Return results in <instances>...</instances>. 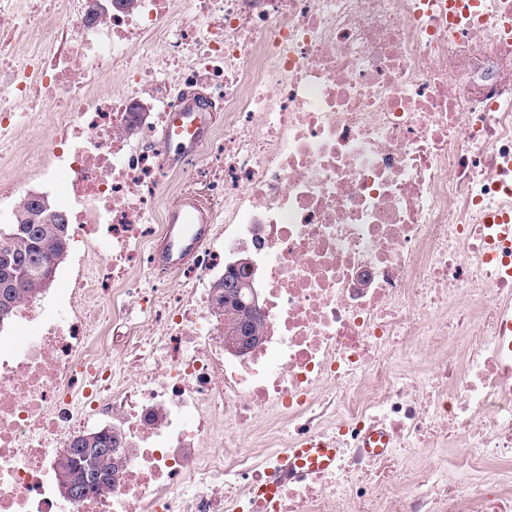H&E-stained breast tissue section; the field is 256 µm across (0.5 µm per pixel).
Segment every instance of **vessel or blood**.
Listing matches in <instances>:
<instances>
[{
    "mask_svg": "<svg viewBox=\"0 0 512 512\" xmlns=\"http://www.w3.org/2000/svg\"><path fill=\"white\" fill-rule=\"evenodd\" d=\"M212 108L206 100L183 103L167 114L166 124L158 140L163 165L175 168L194 156L212 131ZM486 223L496 225L495 236L484 244L487 257H494L502 243L512 242V223H500L498 216L490 214ZM211 226L196 196H180L168 209L164 233L152 252V265L158 273L179 267L195 257L207 244ZM337 449L324 442L304 443L297 451L312 465L326 468L336 461Z\"/></svg>",
    "mask_w": 512,
    "mask_h": 512,
    "instance_id": "obj_1",
    "label": "vessel or blood"
}]
</instances>
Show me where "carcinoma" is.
<instances>
[{"label": "carcinoma", "instance_id": "carcinoma-1", "mask_svg": "<svg viewBox=\"0 0 512 512\" xmlns=\"http://www.w3.org/2000/svg\"><path fill=\"white\" fill-rule=\"evenodd\" d=\"M59 208L45 199L24 198L12 222L0 224V321L22 301L35 298L53 281L56 265L70 244L69 224L59 221ZM122 439L106 428L90 440L73 441L74 450L58 460L60 473L72 476L84 498L107 487L122 463ZM96 448H110L98 454Z\"/></svg>", "mask_w": 512, "mask_h": 512}]
</instances>
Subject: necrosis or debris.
Instances as JSON below:
<instances>
[{
    "instance_id": "1",
    "label": "necrosis or debris",
    "mask_w": 512,
    "mask_h": 512,
    "mask_svg": "<svg viewBox=\"0 0 512 512\" xmlns=\"http://www.w3.org/2000/svg\"><path fill=\"white\" fill-rule=\"evenodd\" d=\"M201 78L216 241L146 288L156 131ZM40 117L70 223L109 249L62 314L30 300L0 333V512H512V248L483 250L512 213V0H0V140ZM240 253L266 313L241 356L205 286ZM101 421L122 466L71 501L56 461ZM304 439L335 467L285 476Z\"/></svg>"
}]
</instances>
